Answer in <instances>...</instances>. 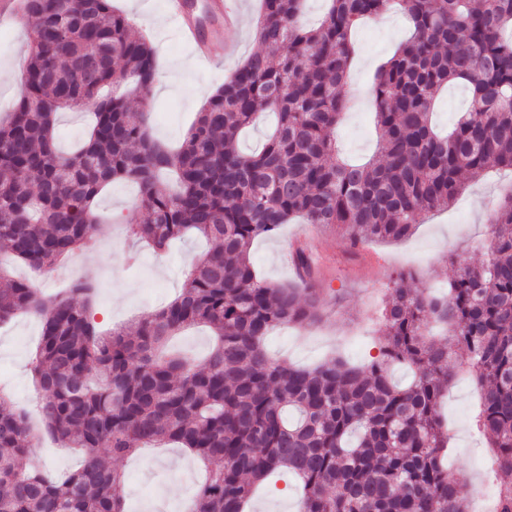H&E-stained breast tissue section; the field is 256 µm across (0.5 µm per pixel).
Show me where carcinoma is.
Segmentation results:
<instances>
[{
	"label": "carcinoma",
	"instance_id": "obj_1",
	"mask_svg": "<svg viewBox=\"0 0 512 512\" xmlns=\"http://www.w3.org/2000/svg\"><path fill=\"white\" fill-rule=\"evenodd\" d=\"M305 2L261 0L259 48L173 152L149 135L153 47L112 0H18L32 27L23 92L0 120L5 253L35 271L74 255L98 231L86 214L119 180L138 187L143 219L129 236L162 252L201 235L213 249L156 314L110 331L91 317L92 279L46 297L0 269V325L21 313L42 324L32 371L43 422L35 430L0 396V512H125L123 474L101 453L162 442L207 469L188 512H244L281 469L299 481L300 512H468L443 464L448 426L438 413L459 350L481 400L474 426L493 450L494 512H512V189L489 218L485 263L456 266L442 294L415 292L398 275L368 364L269 359L272 328L323 316L316 260L297 249L298 280L272 284L250 259L255 240L294 217L353 247L403 240L462 194L464 174L512 169V0H328L315 28L300 22ZM395 4L414 34L373 76L377 157L351 164L336 143L351 108V34ZM450 85L465 86L471 105L442 133L433 116ZM70 109L93 120L66 155L55 118ZM261 112L277 121L247 154L239 136ZM198 325L214 336L203 362L160 356ZM397 364L413 373L405 386L392 378ZM43 432L81 449L82 467L54 475L25 465Z\"/></svg>",
	"mask_w": 512,
	"mask_h": 512
}]
</instances>
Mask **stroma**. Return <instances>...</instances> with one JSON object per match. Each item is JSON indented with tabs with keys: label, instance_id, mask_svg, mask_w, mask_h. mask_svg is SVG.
Masks as SVG:
<instances>
[{
	"label": "stroma",
	"instance_id": "stroma-1",
	"mask_svg": "<svg viewBox=\"0 0 512 512\" xmlns=\"http://www.w3.org/2000/svg\"><path fill=\"white\" fill-rule=\"evenodd\" d=\"M165 4L166 0H112L113 8L132 17L136 30L148 35L155 47L160 81L153 92L150 134L174 147L185 139L210 92L258 45L244 24L215 44L212 65L191 62L189 48L177 38ZM28 28V20L20 16L0 21V115L11 111L21 88L28 56L17 53L16 48L27 45ZM409 34L408 22L397 12L360 28L356 41L362 65L353 70L351 85L371 91L377 64L390 58ZM185 59L190 60V67L180 68ZM373 112L374 105L368 102L346 113L338 131L345 158L362 160L375 153ZM511 181V173L485 172L469 182L454 205L432 214L408 239L366 243L360 261L354 263L344 259L348 247L344 237L304 224H287L276 236L256 240L251 258L257 273L275 284L293 277L287 252L299 244L306 246L321 268L318 281L326 307V315L317 325L276 328L266 340L268 355L299 367H312L338 355L357 364L369 362L378 351L380 303L393 278L402 272L412 273L414 288L428 292L452 261L469 265L485 261L483 243L489 233L486 204ZM135 193V187L126 181L113 183L102 192L98 211L106 221L103 239L95 244L98 265H90L78 254L65 267L45 274L32 275L25 267L11 264L13 276L31 278L47 296L66 291L79 278L93 276L99 287L95 320L105 330L150 317L179 294L185 271L210 244L190 236L173 242L163 256L133 245L126 227L136 215ZM40 336V322L30 315L16 316L0 326V385L23 409L38 397L30 363ZM477 399L470 379L458 375L446 392L441 413L455 448L448 459L449 470L469 473L482 486L488 481L489 448L471 426ZM185 454L182 448H149L116 460V467L125 475L126 512H183L205 477L203 464L197 460L184 463ZM296 488L297 482L288 472L272 474L252 501L250 512H297Z\"/></svg>",
	"mask_w": 512,
	"mask_h": 512
}]
</instances>
